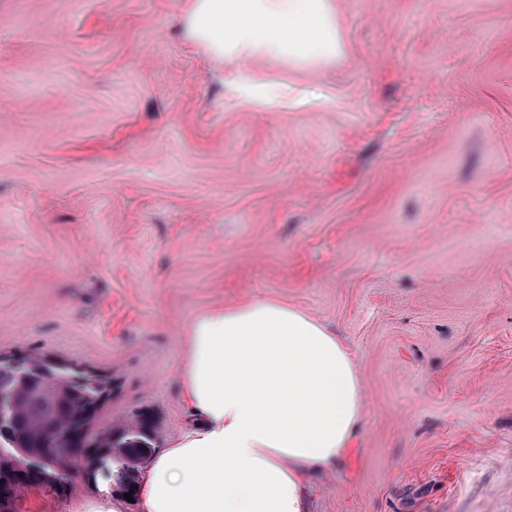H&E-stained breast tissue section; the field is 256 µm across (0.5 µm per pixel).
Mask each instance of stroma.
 <instances>
[{"label":"stroma","instance_id":"obj_1","mask_svg":"<svg viewBox=\"0 0 512 512\" xmlns=\"http://www.w3.org/2000/svg\"><path fill=\"white\" fill-rule=\"evenodd\" d=\"M335 3L343 54L250 62L300 91L261 103L183 40V0H0V353L111 374L96 430L144 411L163 447L190 319L268 296L360 377L312 512H512V0Z\"/></svg>","mask_w":512,"mask_h":512}]
</instances>
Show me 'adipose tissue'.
<instances>
[{
    "label": "adipose tissue",
    "instance_id": "1",
    "mask_svg": "<svg viewBox=\"0 0 512 512\" xmlns=\"http://www.w3.org/2000/svg\"><path fill=\"white\" fill-rule=\"evenodd\" d=\"M185 39L216 60L331 64L334 0H186ZM179 371L194 417L152 456L142 512H308L306 477L346 462L360 417L351 352L323 323L268 297L197 314Z\"/></svg>",
    "mask_w": 512,
    "mask_h": 512
}]
</instances>
